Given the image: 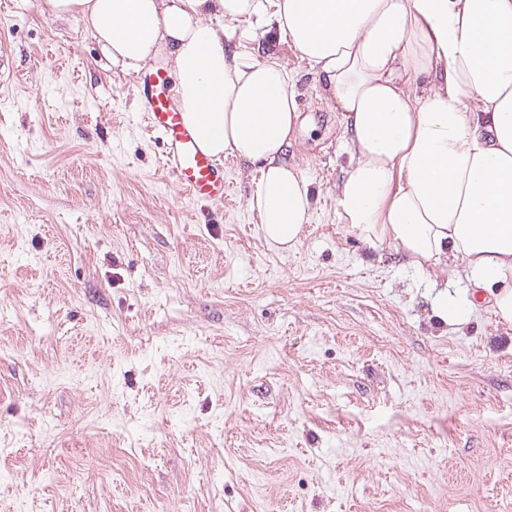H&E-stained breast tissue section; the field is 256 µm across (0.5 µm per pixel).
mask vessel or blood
Returning <instances> with one entry per match:
<instances>
[{
  "mask_svg": "<svg viewBox=\"0 0 512 512\" xmlns=\"http://www.w3.org/2000/svg\"><path fill=\"white\" fill-rule=\"evenodd\" d=\"M143 84L147 94L142 110L149 131L163 146V169L192 198L220 203L228 200L231 185L185 123L170 77L158 71L148 73Z\"/></svg>",
  "mask_w": 512,
  "mask_h": 512,
  "instance_id": "vessel-or-blood-1",
  "label": "vessel or blood"
}]
</instances>
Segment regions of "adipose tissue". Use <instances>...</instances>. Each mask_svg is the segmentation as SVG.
I'll list each match as a JSON object with an SVG mask.
<instances>
[{
  "label": "adipose tissue",
  "mask_w": 512,
  "mask_h": 512,
  "mask_svg": "<svg viewBox=\"0 0 512 512\" xmlns=\"http://www.w3.org/2000/svg\"><path fill=\"white\" fill-rule=\"evenodd\" d=\"M128 73L165 60L200 147L256 165L248 198L272 246L311 219L288 162L300 122L274 52L245 61L225 21L286 39L342 112L350 167L336 216L416 268L463 261L512 321V0H42Z\"/></svg>",
  "instance_id": "1"
}]
</instances>
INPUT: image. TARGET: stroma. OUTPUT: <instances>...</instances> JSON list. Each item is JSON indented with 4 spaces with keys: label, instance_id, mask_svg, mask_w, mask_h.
<instances>
[{
    "label": "stroma",
    "instance_id": "obj_1",
    "mask_svg": "<svg viewBox=\"0 0 512 512\" xmlns=\"http://www.w3.org/2000/svg\"><path fill=\"white\" fill-rule=\"evenodd\" d=\"M295 248L160 166L143 86L39 0L0 5V512H512V322L336 217L343 117L309 64ZM464 310L442 322L439 303Z\"/></svg>",
    "mask_w": 512,
    "mask_h": 512
}]
</instances>
